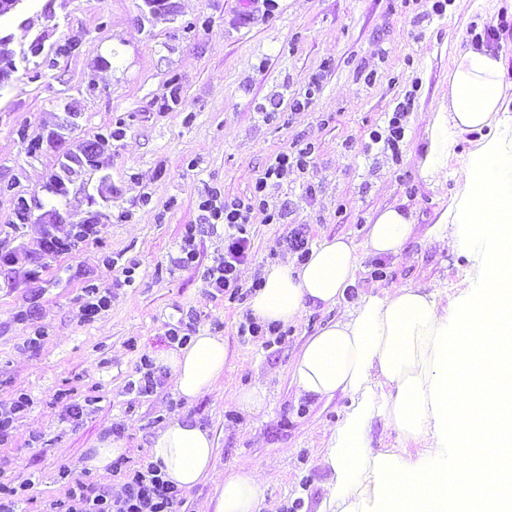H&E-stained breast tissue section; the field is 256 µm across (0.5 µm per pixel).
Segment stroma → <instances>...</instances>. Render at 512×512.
<instances>
[{
	"label": "stroma",
	"instance_id": "stroma-1",
	"mask_svg": "<svg viewBox=\"0 0 512 512\" xmlns=\"http://www.w3.org/2000/svg\"><path fill=\"white\" fill-rule=\"evenodd\" d=\"M433 0H21L0 18L15 67L0 82V226L18 196L40 192L62 155L97 133L119 132L101 168L71 185L59 206L76 221L95 208L107 220L98 241L51 263L36 284L0 272V406L19 394L32 405L0 442V481L27 484L22 512H47L74 479L119 488L124 473L148 463L150 438L177 416L209 428L217 448L211 478L182 491L179 512H203L225 472L260 469L262 512H301L328 496L319 459L331 444L348 398L300 396L288 370L305 340L350 305L312 308L281 340L243 336L254 277L267 264L292 262L284 241L306 231L362 242L371 217L392 205L412 209L416 233L395 257L361 254L358 288L406 284L448 289L468 275L465 257L425 231L448 206L454 176L425 180L429 112L448 97V66L473 33L466 6L444 14ZM410 101L398 151L369 148L398 103ZM77 113L59 146L45 139L65 113ZM313 143L306 172L272 183L286 217L254 213L252 259L235 299L213 297L204 276L224 252V237L198 232V260L174 265L185 225L207 191L250 194L276 154ZM116 289L109 309L80 317L88 282ZM89 278H82V271ZM183 315L223 336L230 366L193 402L157 368L153 392H131L142 357L169 349L167 332ZM263 388L256 414L234 404L237 391ZM84 409L81 424L65 407ZM114 437L123 470L102 476L83 461Z\"/></svg>",
	"mask_w": 512,
	"mask_h": 512
}]
</instances>
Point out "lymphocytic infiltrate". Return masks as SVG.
Here are the masks:
<instances>
[{
    "instance_id": "f902f5d3",
    "label": "lymphocytic infiltrate",
    "mask_w": 512,
    "mask_h": 512,
    "mask_svg": "<svg viewBox=\"0 0 512 512\" xmlns=\"http://www.w3.org/2000/svg\"><path fill=\"white\" fill-rule=\"evenodd\" d=\"M110 146V140L100 133L77 150L64 153L58 170L43 186V199L38 200L36 206L26 205L17 209L16 221L25 224L30 219L32 208H39L42 233L38 250L28 255V267L17 268L13 251H0V265L12 268L15 279L37 283L42 272L47 270L49 260L72 254L98 240L102 213L90 210L79 221L70 222L61 214L58 205L68 197L74 178L85 168L98 166ZM309 157L310 152L305 148L278 153L256 181L249 197L220 200L212 194L202 200L195 223L185 229L178 264L195 262L197 227L205 225L210 231H223L224 254L208 268L206 283L217 296L237 293L241 288V268L247 264L251 253L248 226L253 212H265L270 222L281 220L282 210L271 207L269 202V183L286 178L295 170L306 171ZM180 502L179 489L165 480L155 465L147 464L126 473L125 481L117 492L75 482L67 490L65 498L55 501L53 507L55 512H176Z\"/></svg>"
}]
</instances>
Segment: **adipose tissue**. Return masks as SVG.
<instances>
[{
    "instance_id": "adipose-tissue-1",
    "label": "adipose tissue",
    "mask_w": 512,
    "mask_h": 512,
    "mask_svg": "<svg viewBox=\"0 0 512 512\" xmlns=\"http://www.w3.org/2000/svg\"><path fill=\"white\" fill-rule=\"evenodd\" d=\"M512 56L480 39L458 49L448 101L427 126L423 177L454 171L458 190L427 238L473 261L474 281L455 293L410 285L363 293L344 318L319 328L291 367L298 396L349 398L319 463L332 473L317 512H512ZM467 153H458L460 143ZM412 211L376 212L362 243L323 237L302 263L265 267L249 309L288 324L345 299L359 253L395 256L415 233ZM222 336L203 331L160 352L180 396L194 400L224 375ZM383 422L402 448L373 451ZM150 457L181 489L216 465L214 439L196 419H171L151 439ZM260 470L225 475L205 512H261Z\"/></svg>"
}]
</instances>
